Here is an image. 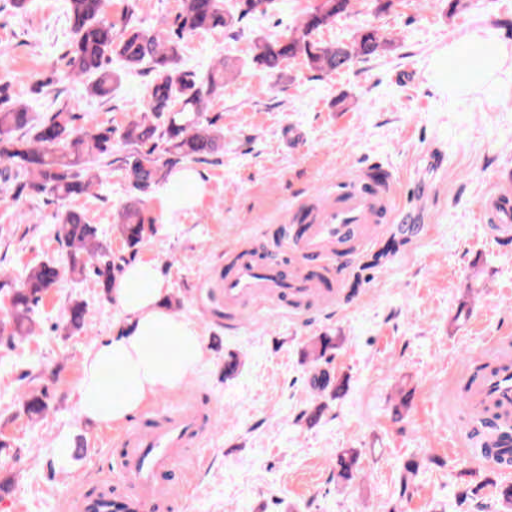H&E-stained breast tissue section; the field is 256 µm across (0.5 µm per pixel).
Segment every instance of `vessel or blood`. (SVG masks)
Listing matches in <instances>:
<instances>
[{"label": "vessel or blood", "instance_id": "b4317fda", "mask_svg": "<svg viewBox=\"0 0 512 512\" xmlns=\"http://www.w3.org/2000/svg\"><path fill=\"white\" fill-rule=\"evenodd\" d=\"M388 179L385 168L369 169L350 179L337 198L322 202L299 220L292 242L297 268L284 259L241 252L224 276L225 306L255 299L277 301L291 310L318 300L332 303L335 284L322 273L325 259L366 244L369 225L397 224L408 233L419 221L417 211L402 209L386 194ZM478 217L491 224L497 244L512 246V199L490 195ZM452 394L468 414L463 430L470 448L494 469L511 473L512 448L501 436L512 433V336L492 337L482 354L459 371ZM203 426L204 417L196 408L164 409L159 417L137 422L120 438L104 434V443L118 445L114 480L128 490L115 497L116 512H163L172 499L176 470L195 449Z\"/></svg>", "mask_w": 512, "mask_h": 512}]
</instances>
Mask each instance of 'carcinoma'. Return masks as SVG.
<instances>
[{
	"instance_id": "carcinoma-1",
	"label": "carcinoma",
	"mask_w": 512,
	"mask_h": 512,
	"mask_svg": "<svg viewBox=\"0 0 512 512\" xmlns=\"http://www.w3.org/2000/svg\"><path fill=\"white\" fill-rule=\"evenodd\" d=\"M72 31L68 45L72 69L68 82L82 85L84 92L107 99L121 81V72L108 67L118 58L127 70L151 75L146 110L121 130L99 125H74L76 104L51 113L42 120L32 117L29 107L10 103L11 81L0 83V163L14 172L5 177L13 199L44 195L61 204L54 214L60 225L59 237L67 248L68 265L53 262L30 266L20 284L3 289L9 299L6 315L0 319V342L12 345L32 335V313L43 296L67 274L93 279L104 294L138 251L155 232L143 201L156 186L165 182L175 167L185 162L204 163L224 146V134L215 129L216 120L206 117L208 104L224 79L236 73L233 65L221 61L199 77L182 65L181 41L195 33L224 30L235 36L236 27L255 15L251 0H237L234 12H224L222 0H181V8L169 29H145L132 9L124 12L121 24L112 22L105 10L106 0H65ZM353 0H326L325 7L303 15L286 34L256 43L252 64L269 76L280 75L281 65L300 58L313 73L330 75L367 61L385 51L388 39L380 28L364 26L349 44L326 43L318 39L324 28L350 12ZM119 171L133 194L122 206L117 226L128 255L112 252L111 243L98 235L85 213L65 205L101 184L110 168ZM87 308L75 303L68 309L67 323L75 331L87 325ZM336 338L319 336L304 351V358L317 367L330 359ZM311 383L320 390L341 391L325 370H315ZM48 407L47 392L25 394L23 409L30 416L42 415ZM358 451L347 448L338 455L336 468L341 478H352Z\"/></svg>"
}]
</instances>
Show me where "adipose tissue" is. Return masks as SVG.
<instances>
[{
    "label": "adipose tissue",
    "instance_id": "ef3b65f1",
    "mask_svg": "<svg viewBox=\"0 0 512 512\" xmlns=\"http://www.w3.org/2000/svg\"><path fill=\"white\" fill-rule=\"evenodd\" d=\"M490 28L470 32L463 43H450L435 64L436 74L448 77L452 100L462 102L469 74L491 71L512 59V45L500 43L495 55L481 53ZM205 186L189 168L172 171L165 194L167 214L197 205ZM169 290L157 265L129 264L111 297L125 318L122 331L96 343L85 354L78 406L81 417L97 426L119 427L162 392L181 388L201 365L205 351L196 327L168 308ZM117 373L124 389L115 394L107 373Z\"/></svg>",
    "mask_w": 512,
    "mask_h": 512
}]
</instances>
